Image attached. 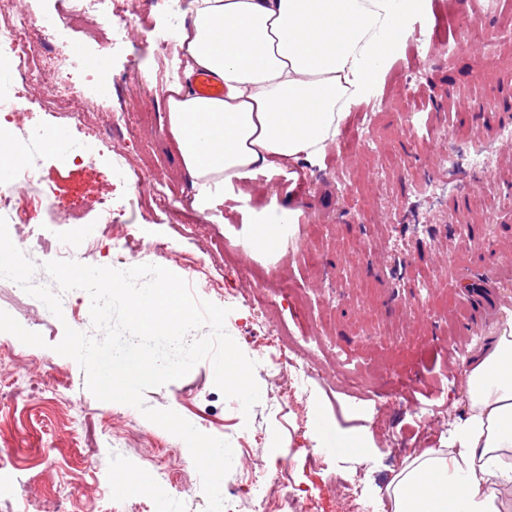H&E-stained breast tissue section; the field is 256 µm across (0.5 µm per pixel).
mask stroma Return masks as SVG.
I'll return each mask as SVG.
<instances>
[{"label":"stroma","mask_w":512,"mask_h":512,"mask_svg":"<svg viewBox=\"0 0 512 512\" xmlns=\"http://www.w3.org/2000/svg\"><path fill=\"white\" fill-rule=\"evenodd\" d=\"M452 3L455 29L476 21L497 31L498 40L473 54L436 53L428 60L404 47L374 98L352 108L323 164L276 175L271 191L256 181L249 201L228 194L203 215L192 205L196 190L168 132L166 100L182 73L181 51L172 38L175 24L161 8H151L145 19L133 16L130 39L114 54L101 53L98 32L84 25L47 42L45 56L81 53L89 75L109 87L81 119L24 96L19 84L14 90L23 96V111L0 118V129L17 143L34 134L43 139L40 175L48 199L29 211L28 224L9 231L14 239L42 241L35 263L54 259L57 242L90 238L99 250L86 256V264L110 265L115 227L92 203L104 194L124 197L134 206L136 224L154 227L156 238L171 245L169 254L147 256L133 243L130 265L166 267L213 303L221 292L244 291L247 304L233 305L225 328L252 360L291 341L300 346L313 373L307 386L295 389L258 367L261 399L247 416L238 400L225 399L215 387L208 360L145 395L148 406L172 409L199 431L230 442L236 464L227 479L233 488L249 482L251 464L272 468L284 455L290 482L302 490L297 512H350L337 477L356 479L368 498L383 501L403 460L416 450L447 447L449 424L466 417L457 403L465 372L442 360L439 350L451 319L465 308L456 279L490 266L497 248L512 246V168L501 166L500 155L489 156L497 183L472 192L448 184L417 197L411 185L433 162L428 144L456 145V168L465 174L475 168L465 151L471 136L498 137L496 122L479 103H512V0H488L479 12L471 0ZM139 88L154 111L142 131L132 97ZM119 110L127 119L119 135L122 161L147 177L139 188L115 178L113 155L99 150ZM410 113L419 117L413 128L405 122ZM360 130L368 145L354 144ZM278 204L294 211L293 236L272 265L252 253L248 240L256 215ZM394 214L436 229L425 244L405 246L413 256L407 288L387 287L378 273L381 226ZM469 227L483 228L484 246L468 238ZM499 294V313L469 341V359L490 350L512 314V277L501 281ZM65 297L68 306L58 318L0 279V310L12 314L24 306L29 330L45 340L36 347L0 338L1 384L9 382L15 356L39 371L38 391L0 400V449H10L20 467L19 474L0 476V493L8 495L12 512H24L32 497L50 499L71 488L77 491L72 512H154L156 493L148 487L114 501L103 490L116 479H140L144 457L159 450L197 479L189 448L136 408L98 401L79 364L54 351L65 327L94 331L88 294L69 291ZM420 407L429 409L428 421L417 415Z\"/></svg>","instance_id":"obj_1"}]
</instances>
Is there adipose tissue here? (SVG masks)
<instances>
[{"mask_svg": "<svg viewBox=\"0 0 512 512\" xmlns=\"http://www.w3.org/2000/svg\"><path fill=\"white\" fill-rule=\"evenodd\" d=\"M429 12V0H189L175 34L185 79L170 88L167 120L198 211L257 177L317 165ZM199 71L223 96L195 95ZM290 214L253 222L256 253L286 247ZM462 390L466 419L447 447L405 459L388 512H512V317Z\"/></svg>", "mask_w": 512, "mask_h": 512, "instance_id": "adipose-tissue-1", "label": "adipose tissue"}]
</instances>
